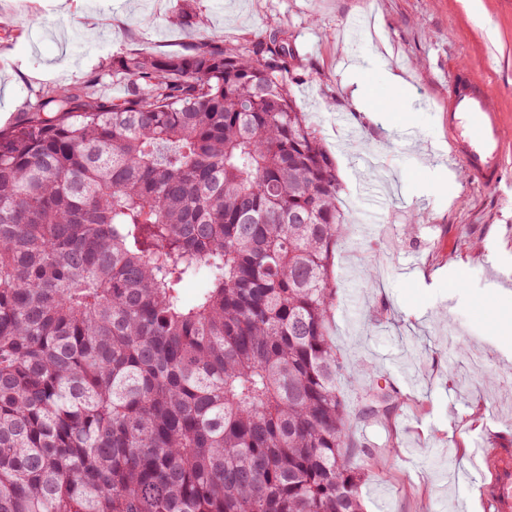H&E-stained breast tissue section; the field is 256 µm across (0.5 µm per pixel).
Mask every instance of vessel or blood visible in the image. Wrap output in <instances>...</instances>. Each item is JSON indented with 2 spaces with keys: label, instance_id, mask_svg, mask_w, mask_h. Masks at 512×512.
Instances as JSON below:
<instances>
[{
  "label": "vessel or blood",
  "instance_id": "obj_1",
  "mask_svg": "<svg viewBox=\"0 0 512 512\" xmlns=\"http://www.w3.org/2000/svg\"><path fill=\"white\" fill-rule=\"evenodd\" d=\"M445 118L452 158L473 184L496 187L504 162L503 129L487 85L467 75H451ZM483 459L485 468L478 473L483 506L489 512H512V456L487 448Z\"/></svg>",
  "mask_w": 512,
  "mask_h": 512
}]
</instances>
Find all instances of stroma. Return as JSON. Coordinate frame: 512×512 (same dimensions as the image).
<instances>
[{
	"label": "stroma",
	"instance_id": "obj_1",
	"mask_svg": "<svg viewBox=\"0 0 512 512\" xmlns=\"http://www.w3.org/2000/svg\"><path fill=\"white\" fill-rule=\"evenodd\" d=\"M186 7L192 25L174 24ZM274 24L298 54L292 91L336 161L352 226L333 267L330 334L352 371L340 388L354 408L376 383L400 393L398 417L356 430L366 512H483L475 444L512 450L500 332L512 319V0H0V124L127 54L245 45ZM459 65L501 114L506 166L492 190L467 180L439 122ZM390 71L404 83L397 112L382 109Z\"/></svg>",
	"mask_w": 512,
	"mask_h": 512
}]
</instances>
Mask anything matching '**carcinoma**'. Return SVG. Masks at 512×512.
I'll return each mask as SVG.
<instances>
[{
	"label": "carcinoma",
	"mask_w": 512,
	"mask_h": 512,
	"mask_svg": "<svg viewBox=\"0 0 512 512\" xmlns=\"http://www.w3.org/2000/svg\"><path fill=\"white\" fill-rule=\"evenodd\" d=\"M288 30L130 54L0 130V512H364L349 225ZM203 277L191 301L186 282Z\"/></svg>",
	"instance_id": "1"
}]
</instances>
